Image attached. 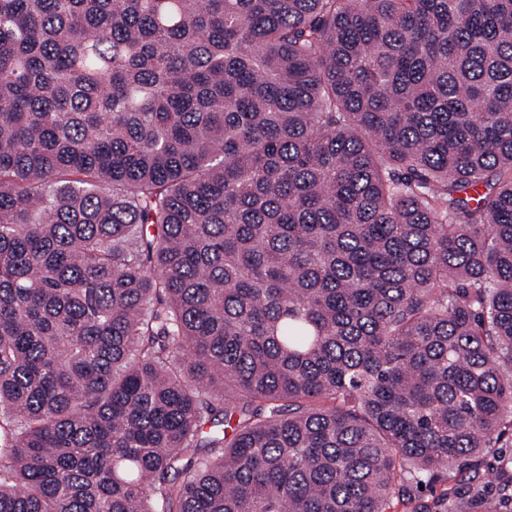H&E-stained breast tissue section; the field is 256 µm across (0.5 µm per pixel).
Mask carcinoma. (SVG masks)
I'll list each match as a JSON object with an SVG mask.
<instances>
[{"mask_svg":"<svg viewBox=\"0 0 512 512\" xmlns=\"http://www.w3.org/2000/svg\"><path fill=\"white\" fill-rule=\"evenodd\" d=\"M511 447L512 0H0V512H387Z\"/></svg>","mask_w":512,"mask_h":512,"instance_id":"cac0c4a2","label":"carcinoma"}]
</instances>
